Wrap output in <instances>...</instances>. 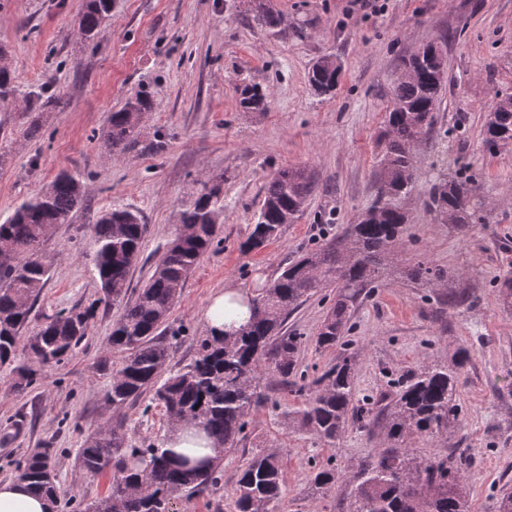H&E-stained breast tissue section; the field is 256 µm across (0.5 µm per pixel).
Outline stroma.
<instances>
[{
  "label": "stroma",
  "mask_w": 512,
  "mask_h": 512,
  "mask_svg": "<svg viewBox=\"0 0 512 512\" xmlns=\"http://www.w3.org/2000/svg\"><path fill=\"white\" fill-rule=\"evenodd\" d=\"M262 3L279 15L278 28L258 21ZM81 8L82 0H0V46L10 52L18 84L29 88L52 75L62 99L49 112L0 108V147L12 157L0 170V216L60 171L85 176L83 207L42 245L51 274L26 331L34 333L43 315L62 309L94 311L87 339L46 367L32 388L11 390L9 373L0 370V478L17 477L18 462L33 449H51L55 512H76L109 487L108 477L77 464L86 436L120 419L128 444L142 447L170 430L160 406L117 413L105 397L121 360L108 343L121 309L99 302L90 249L97 216L120 206L142 215L143 252L130 281L137 289L174 237L176 211L193 181L223 175L221 242L190 274L162 333L170 369L190 364L214 293L230 282L252 292L266 287L285 263L340 235L370 207L398 69L419 45L437 41L447 82L433 127L414 149L404 244L391 274L362 294L349 316L357 416L329 447L289 429L280 412L259 409L248 438L225 451L221 482L177 507L235 512L232 488L241 461L267 448L284 458L280 512H338L345 479L385 445L382 410L400 383L424 364L453 361L465 348L471 360L457 390L462 421L446 437L417 440L413 449L422 457L466 458L471 512H495L497 498L512 492V297L502 293L512 280V145L488 150L482 124L496 94H512V0H382L376 12L350 10L347 0H114L111 21L88 50L75 35ZM328 55L342 66L330 98L315 95L307 81L311 65ZM247 84L266 89L265 111L240 109L239 91ZM140 89L153 102L141 145L112 154L99 132L109 113ZM34 121L38 137H24ZM157 140L163 150H149ZM286 167L311 176L309 205L277 240L244 253L262 188ZM465 171L479 176L482 219L439 223L424 205L432 182ZM417 258L448 267L447 284L408 280L404 268ZM335 296V289H322L286 324L288 333L304 338L298 364L312 378L341 353L315 342ZM328 464L343 478L332 491L311 479Z\"/></svg>",
  "instance_id": "1"
}]
</instances>
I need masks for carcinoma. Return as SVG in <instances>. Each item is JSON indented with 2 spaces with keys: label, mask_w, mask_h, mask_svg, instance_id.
<instances>
[{
  "label": "carcinoma",
  "mask_w": 512,
  "mask_h": 512,
  "mask_svg": "<svg viewBox=\"0 0 512 512\" xmlns=\"http://www.w3.org/2000/svg\"><path fill=\"white\" fill-rule=\"evenodd\" d=\"M113 0H83L76 37L95 47L112 19ZM341 65L331 56L316 60L308 81L319 95L336 91ZM446 83L445 56L437 43L419 47L403 60L389 105L385 150L377 174L374 203L361 220L339 237L292 260L280 275L249 301L251 318L234 336L222 341L208 335L197 341L194 361L166 370L169 345L158 331L170 315L187 279L200 259L214 246L224 218V176L194 181L177 214L179 232L153 268L152 274L126 299L129 276L143 248L145 224L131 208H113L92 227V260L104 302L124 304L112 322L109 341L122 354L112 369L106 399L115 410L134 404L146 392L165 410L169 424L198 422L214 441L212 463L188 456L172 457L165 441L145 448H130L123 422L86 437L78 449L80 467L92 474L112 471L106 496L75 512H172L178 497H191L218 484L224 451L247 438L249 417L267 406H278L261 384V371L271 369L289 384L297 373L301 336L284 334L288 314L320 288L336 289L317 333L323 349L344 346L350 308L368 288H376L389 269L391 253L401 246L408 222L406 200L415 187L414 144L429 133ZM19 103L24 110L50 111L59 97L49 87L22 91L15 81L7 48L0 46V104ZM266 90L246 85L239 105L246 112L267 108ZM151 110V95L139 90L112 111L101 138L113 152L138 143L139 127ZM483 142L490 150L512 144V94L496 95L483 122ZM84 176L62 171L37 195L21 202L0 218V367L10 366L12 389L30 388L43 369L68 357L88 336L91 311H59L44 318L29 339L22 333L34 305L49 280L52 263L39 255L49 230L66 224L84 204ZM313 183L301 169L278 170L263 188L253 229L242 244L258 251L276 240L287 224L302 216ZM427 209L442 224H472L481 219L475 178L443 175L430 187ZM412 281L427 284L448 279V271L423 261L407 269ZM470 359L466 349L448 365H425L401 385L387 405L382 427L387 446L357 465L348 482L339 512H469L464 463L452 458L414 456V440L444 436L461 413L457 388L461 371ZM355 355L343 351L335 365L311 382L300 375L298 391L308 398L297 411L284 414L288 427L299 428L318 441L334 446L354 413ZM49 449L29 453L19 464L18 479L58 502ZM334 468H320L314 482L328 491L340 482ZM285 487L278 453L259 451L238 470L234 488L236 512H277Z\"/></svg>",
  "instance_id": "obj_1"
}]
</instances>
